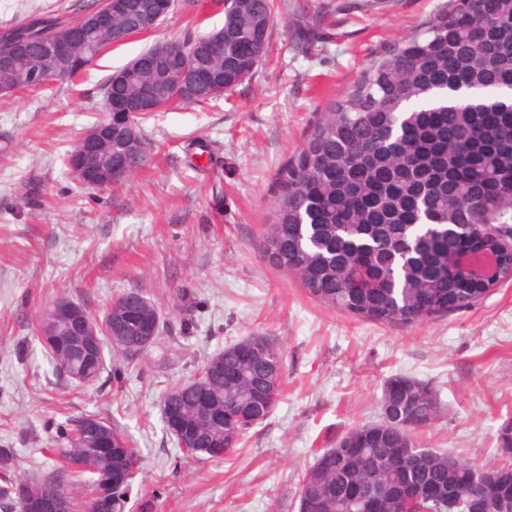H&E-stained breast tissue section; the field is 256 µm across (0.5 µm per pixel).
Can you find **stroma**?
<instances>
[{"label": "stroma", "instance_id": "stroma-1", "mask_svg": "<svg viewBox=\"0 0 512 512\" xmlns=\"http://www.w3.org/2000/svg\"><path fill=\"white\" fill-rule=\"evenodd\" d=\"M91 0H0V28L34 12L74 15ZM155 29L107 47L72 83L41 97H0V448L11 477L40 478L71 418L101 413L143 460L124 512H297L316 449L382 419L388 381L428 383L442 411L424 447L496 462L512 421V282L479 305L413 325L330 308L261 249L275 178L334 98L384 50L423 29L448 0H276L270 49L253 74L207 106L145 125L150 163L87 188L64 165L103 118L104 86L149 47L221 28L224 0H176ZM139 289L170 337L110 377L79 385L55 373L35 329L61 296L99 315ZM264 335L283 360L273 413L235 452L191 458L164 429L161 394L230 344Z\"/></svg>", "mask_w": 512, "mask_h": 512}]
</instances>
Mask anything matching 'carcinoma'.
I'll return each mask as SVG.
<instances>
[{"label":"carcinoma","instance_id":"cac0c4a2","mask_svg":"<svg viewBox=\"0 0 512 512\" xmlns=\"http://www.w3.org/2000/svg\"><path fill=\"white\" fill-rule=\"evenodd\" d=\"M87 5L73 18L33 14L0 29V56L22 42L31 56L66 27L97 9ZM273 0H225L224 26L205 36L181 40L186 57L206 74L184 96L149 75L114 72L105 94L124 100L150 81L159 109L188 103L205 105L252 75L253 61L265 56L274 21ZM224 36L215 55L206 43ZM250 42V57L238 43ZM0 81L41 94L50 89L22 79L21 70L1 72ZM512 89V0H450L424 31L401 42L373 62L359 82L333 100L308 131L299 151L276 177L273 224L264 239L268 262L297 277L324 304L372 321L415 323L450 310L477 305L489 289L467 281L448 266L457 236L451 224H418L424 210L439 218L451 211L469 219L467 206H481L488 224L512 222V102L496 100L473 107L464 101L448 108L425 92L461 88ZM154 333L141 344L144 330ZM162 333L156 306L131 289L112 305V321L97 336L90 356L74 348L73 337L55 336L41 344L56 373L80 385L106 371L105 347L125 359L142 354ZM121 335V341L113 340ZM257 353L240 359L239 344L209 358L200 380L166 388L161 414L178 416L168 429L186 454L211 458L233 451L244 432L265 420L281 394L282 356L266 336H251ZM382 409L403 421L433 422L441 412L426 383L403 379V387L383 394ZM99 422L103 444L87 452L83 422ZM61 448L62 464L42 478L5 479L0 498L24 512L26 499L59 492L70 512H123L139 470L129 435L110 417L85 414L70 419ZM406 431L379 424L351 429L343 439L361 451L336 456V447L315 454L299 491L298 512H371L393 491H412L411 512H448V496L471 487L467 468H448L444 452L430 464L404 456ZM495 464L500 482L488 498L512 500V423L497 433ZM91 474L83 480L85 474Z\"/></svg>","mask_w":512,"mask_h":512}]
</instances>
